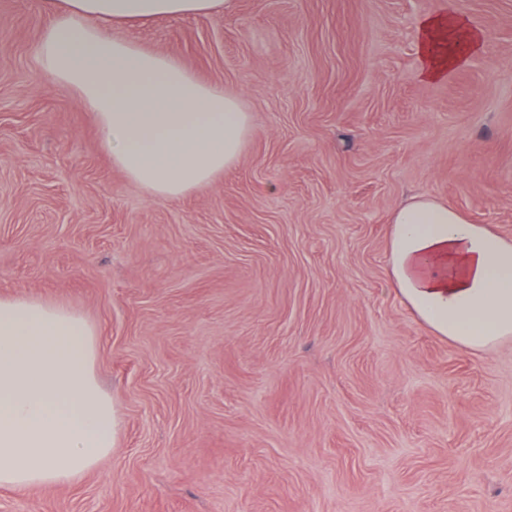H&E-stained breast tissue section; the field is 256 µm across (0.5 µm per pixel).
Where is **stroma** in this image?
Returning a JSON list of instances; mask_svg holds the SVG:
<instances>
[{
  "label": "stroma",
  "instance_id": "stroma-1",
  "mask_svg": "<svg viewBox=\"0 0 512 512\" xmlns=\"http://www.w3.org/2000/svg\"><path fill=\"white\" fill-rule=\"evenodd\" d=\"M482 44L420 75L418 25ZM0 0V293L96 328L115 446L0 512H512V341L436 336L386 271L432 196L512 238V0H233L116 26L239 94L246 146L179 199L130 183Z\"/></svg>",
  "mask_w": 512,
  "mask_h": 512
}]
</instances>
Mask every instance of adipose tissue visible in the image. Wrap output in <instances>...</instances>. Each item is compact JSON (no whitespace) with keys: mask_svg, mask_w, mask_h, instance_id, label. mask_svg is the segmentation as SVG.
Segmentation results:
<instances>
[{"mask_svg":"<svg viewBox=\"0 0 512 512\" xmlns=\"http://www.w3.org/2000/svg\"><path fill=\"white\" fill-rule=\"evenodd\" d=\"M224 0H63L37 48L43 72L95 113L113 165L158 198H180L240 158L252 118L237 94L173 55L112 33L123 22L206 15ZM482 35L463 18L419 24L421 75L444 79ZM387 272L414 316L474 352L512 339V239L420 195L390 218ZM95 328L74 309L0 296V488L73 482L111 455L116 416L98 381Z\"/></svg>","mask_w":512,"mask_h":512,"instance_id":"1","label":"adipose tissue"}]
</instances>
